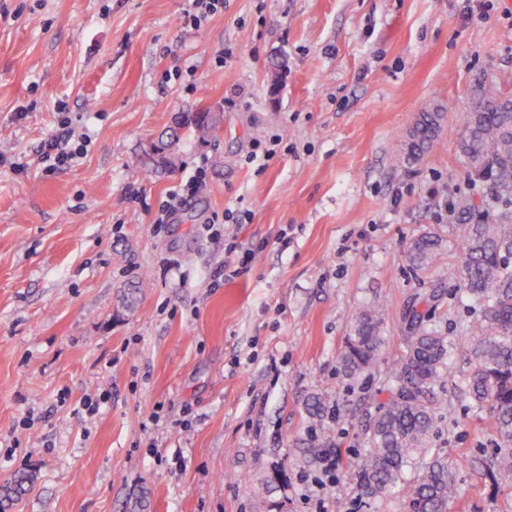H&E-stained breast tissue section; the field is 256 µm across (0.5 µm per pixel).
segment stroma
<instances>
[{
    "label": "stroma",
    "instance_id": "1",
    "mask_svg": "<svg viewBox=\"0 0 512 512\" xmlns=\"http://www.w3.org/2000/svg\"><path fill=\"white\" fill-rule=\"evenodd\" d=\"M191 5L0 0V485L34 476L12 512H408L345 466L314 486L304 402L328 395L341 460L362 457L387 374L339 372L351 316L384 305L395 357L433 281L406 262L413 240L435 233L458 259L463 202L498 210L457 135L480 103L512 100V0H224L198 30L181 23ZM433 108L438 147L403 165ZM202 109L223 115L213 135L145 169L174 114ZM53 138L86 146L49 173ZM200 167L204 190L156 225ZM233 243L255 255L229 276ZM442 286L426 324L462 370L481 309ZM448 402L432 446L466 462L449 512H512L460 378Z\"/></svg>",
    "mask_w": 512,
    "mask_h": 512
}]
</instances>
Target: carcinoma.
Returning <instances> with one entry per match:
<instances>
[{"label":"carcinoma","instance_id":"obj_1","mask_svg":"<svg viewBox=\"0 0 512 512\" xmlns=\"http://www.w3.org/2000/svg\"><path fill=\"white\" fill-rule=\"evenodd\" d=\"M439 112H422L409 130L406 159L413 162L436 145ZM218 127L207 112H182L158 139L162 162L175 154L181 133L206 140ZM459 150L477 175L492 182L496 199L512 204V101L487 103L466 117ZM464 247L455 269L460 292L482 308L479 323L464 337L469 350L462 371L464 395L477 408L489 407L486 432L497 442L492 478L512 486V218L480 211L476 222L460 225ZM439 238L424 233L407 254L416 273L441 267ZM443 294L433 288L418 297L404 317L403 349L389 366L387 397L366 425V454L348 465L356 488L374 499L407 494L410 512H448L457 494L459 461L452 465L432 448L431 436L445 409L452 376L453 344L435 328L424 326L427 313ZM425 310H419L420 305ZM383 309L352 317L345 343L337 355L339 371L353 383L380 367L385 338ZM306 416L320 430L322 447L333 448L330 429L336 405L323 393L304 403ZM33 477L19 472L0 486V512H9Z\"/></svg>","mask_w":512,"mask_h":512}]
</instances>
